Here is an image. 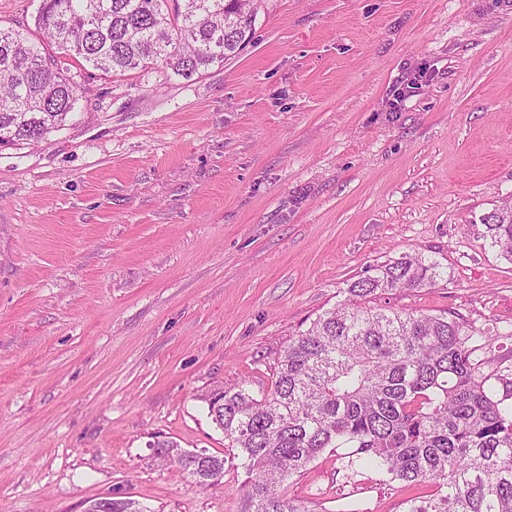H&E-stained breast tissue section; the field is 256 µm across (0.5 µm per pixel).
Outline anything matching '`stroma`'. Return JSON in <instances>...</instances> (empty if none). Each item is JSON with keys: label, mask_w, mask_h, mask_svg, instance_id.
<instances>
[{"label": "stroma", "mask_w": 512, "mask_h": 512, "mask_svg": "<svg viewBox=\"0 0 512 512\" xmlns=\"http://www.w3.org/2000/svg\"><path fill=\"white\" fill-rule=\"evenodd\" d=\"M238 56L185 80L73 70V120L0 149V512H240L245 474L203 401L258 392L368 267L437 260L379 306L512 331V0H255ZM224 456L203 489L154 442ZM322 453L289 498L403 512L422 486L344 482ZM490 246L512 262V205L498 207L482 217ZM93 512H148L139 501L133 499H117L112 502V498L98 500Z\"/></svg>", "instance_id": "obj_1"}]
</instances>
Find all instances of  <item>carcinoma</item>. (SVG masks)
Returning <instances> with one entry per match:
<instances>
[{"instance_id":"cac0c4a2","label":"carcinoma","mask_w":512,"mask_h":512,"mask_svg":"<svg viewBox=\"0 0 512 512\" xmlns=\"http://www.w3.org/2000/svg\"><path fill=\"white\" fill-rule=\"evenodd\" d=\"M255 21L251 0H41L35 30L0 27V147L65 129L80 92L73 67L106 78L162 68L189 80L249 44ZM482 223L512 262V205ZM439 268L418 254L373 266L290 340L269 389L204 397L246 475L240 512H311L286 497L288 482L340 448L349 479L372 468L431 487L404 512H512V369L485 372L512 332L375 305L434 285ZM154 448L204 489L205 470L224 471V457L205 449L201 463L174 441Z\"/></svg>"}]
</instances>
